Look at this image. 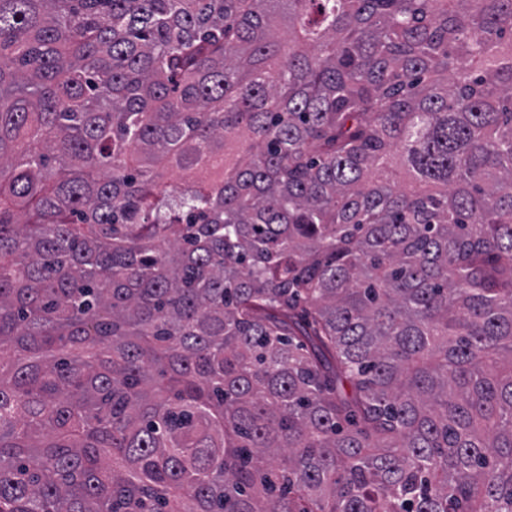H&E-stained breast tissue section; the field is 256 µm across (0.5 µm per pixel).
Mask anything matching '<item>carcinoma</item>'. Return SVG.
Wrapping results in <instances>:
<instances>
[{
    "instance_id": "obj_1",
    "label": "carcinoma",
    "mask_w": 512,
    "mask_h": 512,
    "mask_svg": "<svg viewBox=\"0 0 512 512\" xmlns=\"http://www.w3.org/2000/svg\"><path fill=\"white\" fill-rule=\"evenodd\" d=\"M0 512H512V0H0Z\"/></svg>"
}]
</instances>
